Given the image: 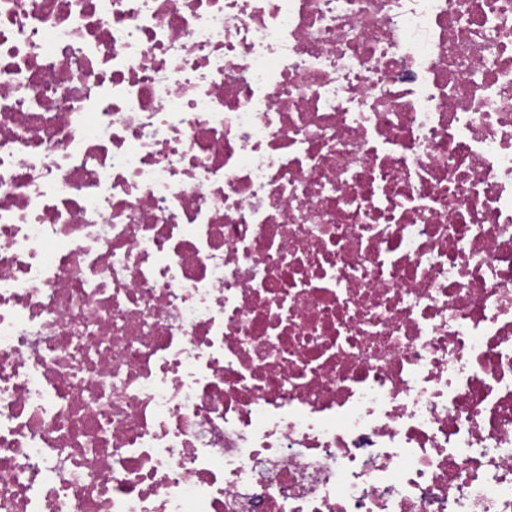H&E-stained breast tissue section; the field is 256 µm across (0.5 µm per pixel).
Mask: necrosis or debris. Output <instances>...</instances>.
<instances>
[{
	"mask_svg": "<svg viewBox=\"0 0 512 512\" xmlns=\"http://www.w3.org/2000/svg\"><path fill=\"white\" fill-rule=\"evenodd\" d=\"M0 512H512V0H0Z\"/></svg>",
	"mask_w": 512,
	"mask_h": 512,
	"instance_id": "necrosis-or-debris-1",
	"label": "necrosis or debris"
}]
</instances>
